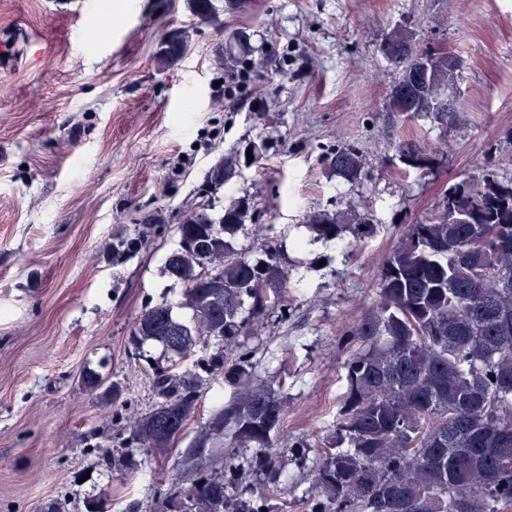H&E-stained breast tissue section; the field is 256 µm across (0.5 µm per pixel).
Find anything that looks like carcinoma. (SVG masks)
I'll list each match as a JSON object with an SVG mask.
<instances>
[{"mask_svg": "<svg viewBox=\"0 0 512 512\" xmlns=\"http://www.w3.org/2000/svg\"><path fill=\"white\" fill-rule=\"evenodd\" d=\"M189 2L199 22L210 21L211 0ZM187 46L185 34H170L159 62L171 65ZM253 51L251 35L237 31L225 39L222 59ZM383 52L395 70L386 111L404 120L431 114L449 127L468 121L460 106L431 108L448 79L460 80V58L418 50L405 25L385 34ZM422 61L426 82L402 93L403 78ZM395 149L408 166L430 163L428 147L416 139H402ZM246 164L245 149H233L209 169L200 192H217ZM365 164L360 150L345 147L327 157L326 168L353 180ZM250 218L244 197L225 200L217 215L210 203L186 214L177 234L193 245L170 251L164 270L185 285L180 306L190 320L176 317L163 299L142 310L132 331L136 349L158 344L167 355V366L153 368L163 400L131 429L140 447L164 455L194 413V383L174 367L197 347L216 341L206 364L233 388L229 400L218 398L201 433L217 455L198 460L190 486L174 490L170 512H271L269 493L280 485V449L270 440L283 421V400L254 379L247 354L232 353L249 322L288 288V270L274 253L249 259L233 249ZM343 219L340 210L313 211L307 227L315 238L332 240ZM475 237L484 239V249L472 256L467 249ZM410 315L421 334L410 331ZM350 335L336 424L310 474L313 512H395V491L402 512H512V177L488 171L454 183L432 217L407 225ZM249 445L256 448L253 468L268 486L255 500L214 471L220 463L234 469L232 449Z\"/></svg>", "mask_w": 512, "mask_h": 512, "instance_id": "1", "label": "carcinoma"}]
</instances>
